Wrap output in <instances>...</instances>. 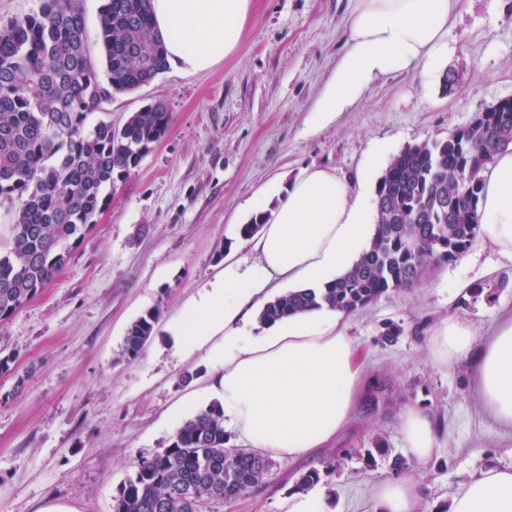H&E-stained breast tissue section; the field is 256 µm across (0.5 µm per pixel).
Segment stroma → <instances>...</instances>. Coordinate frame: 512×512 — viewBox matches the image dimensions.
Here are the masks:
<instances>
[{"instance_id":"1","label":"stroma","mask_w":512,"mask_h":512,"mask_svg":"<svg viewBox=\"0 0 512 512\" xmlns=\"http://www.w3.org/2000/svg\"><path fill=\"white\" fill-rule=\"evenodd\" d=\"M355 6L253 0L239 47L224 62L197 74L165 70L103 103L116 125L155 103L172 121L118 183L65 268L0 323V351L18 356L17 377H0V512H112L138 462L171 444L175 406L191 401L194 414L207 407L200 394L218 364L204 347L183 355L168 327L222 276L218 254L254 261L238 228L256 193L312 165L355 177L371 149L391 157L445 138L512 97V0H461L437 72L379 77L344 111L318 121ZM450 68L461 83L448 95L441 73ZM157 305L163 314L152 339L128 359V327ZM511 313L512 260L478 239L417 288L349 314L365 376L382 388L378 408L359 405L336 442L277 459L261 488L206 502L201 512H287L296 481L313 468L325 512H374L377 484L411 474L420 482L417 512H449L473 475L512 468V430L475 400L467 362L434 361L427 334L459 317L482 335ZM392 323L402 334L389 342ZM411 407L430 414L440 442L423 464L401 430Z\"/></svg>"}]
</instances>
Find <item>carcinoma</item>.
<instances>
[{
  "label": "carcinoma",
  "instance_id": "obj_1",
  "mask_svg": "<svg viewBox=\"0 0 512 512\" xmlns=\"http://www.w3.org/2000/svg\"><path fill=\"white\" fill-rule=\"evenodd\" d=\"M84 0H41L39 11L0 26V200L14 203L10 243L0 251V323L33 301L69 262L106 207V190L130 176L168 131L162 103L115 126L91 116L114 93L166 70L149 0H107L92 55ZM512 149V101L491 105L445 139L410 145L389 161L377 187L370 246L319 289L267 301L262 324L327 306L352 313L391 291L417 286L459 259L480 233L482 173ZM156 306L128 327L136 358L161 317ZM224 407L214 402L183 422L173 442L141 460L113 499V512H199L259 488L274 467L267 455L228 448Z\"/></svg>",
  "mask_w": 512,
  "mask_h": 512
}]
</instances>
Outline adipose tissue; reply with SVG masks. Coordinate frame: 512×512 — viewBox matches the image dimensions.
I'll use <instances>...</instances> for the list:
<instances>
[{
    "label": "adipose tissue",
    "mask_w": 512,
    "mask_h": 512,
    "mask_svg": "<svg viewBox=\"0 0 512 512\" xmlns=\"http://www.w3.org/2000/svg\"><path fill=\"white\" fill-rule=\"evenodd\" d=\"M460 0H356L347 51L319 109L328 115L358 100L378 77L415 66L435 70ZM252 0H150L169 68L195 74L238 47ZM249 211L267 222L251 241L255 262L227 259L224 276L172 324L181 349L209 346L219 363L211 386L235 430L255 448L292 459L336 440L349 425L362 378L358 347L345 315L326 307L297 313L251 332L255 310L277 287L320 288L348 269L368 244L375 193L322 167L291 180L275 205L254 198ZM478 213L483 240L512 259V150L499 153L485 179ZM440 365L466 361L475 397L512 428V317L485 336L458 318L430 335ZM405 446L427 462L438 441L430 415L407 409ZM415 476L380 482L376 512H417ZM451 512H512V469L489 468L452 497Z\"/></svg>",
    "instance_id": "ef3b65f1"
}]
</instances>
